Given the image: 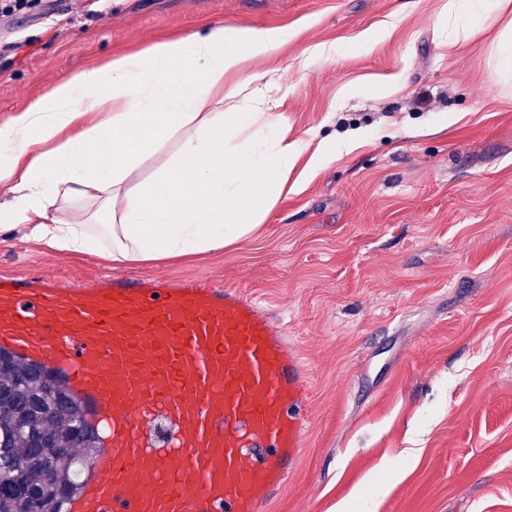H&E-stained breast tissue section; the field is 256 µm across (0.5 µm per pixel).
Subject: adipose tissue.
Wrapping results in <instances>:
<instances>
[{
  "instance_id": "adipose-tissue-1",
  "label": "adipose tissue",
  "mask_w": 512,
  "mask_h": 512,
  "mask_svg": "<svg viewBox=\"0 0 512 512\" xmlns=\"http://www.w3.org/2000/svg\"><path fill=\"white\" fill-rule=\"evenodd\" d=\"M502 2L448 0L442 21L463 22L483 5L484 20L500 25L498 75L512 81ZM282 39L276 29L216 24L158 41L55 83L0 122V245L20 230L37 247L119 264L219 252L250 236L301 156L316 167L352 147L307 153L262 75L245 72ZM171 137L176 153L133 183L136 166Z\"/></svg>"
}]
</instances>
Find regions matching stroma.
<instances>
[{"mask_svg":"<svg viewBox=\"0 0 512 512\" xmlns=\"http://www.w3.org/2000/svg\"><path fill=\"white\" fill-rule=\"evenodd\" d=\"M446 0H36L0 17V121L112 57L221 23L284 40L276 81L299 162L247 239L110 268L0 245V276L113 273L233 285L287 326L312 376L303 461L271 512H512V85L499 27L449 43ZM369 31L373 42L362 41Z\"/></svg>","mask_w":512,"mask_h":512,"instance_id":"35a3bbf8","label":"stroma"}]
</instances>
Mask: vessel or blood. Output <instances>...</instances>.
Here are the masks:
<instances>
[{
    "instance_id": "obj_1",
    "label": "vessel or blood",
    "mask_w": 512,
    "mask_h": 512,
    "mask_svg": "<svg viewBox=\"0 0 512 512\" xmlns=\"http://www.w3.org/2000/svg\"><path fill=\"white\" fill-rule=\"evenodd\" d=\"M0 350L64 380L101 432L60 512H268L302 461L308 366L240 289L2 278Z\"/></svg>"
}]
</instances>
